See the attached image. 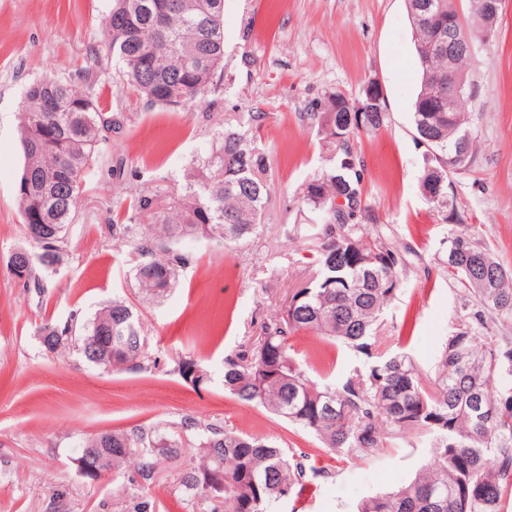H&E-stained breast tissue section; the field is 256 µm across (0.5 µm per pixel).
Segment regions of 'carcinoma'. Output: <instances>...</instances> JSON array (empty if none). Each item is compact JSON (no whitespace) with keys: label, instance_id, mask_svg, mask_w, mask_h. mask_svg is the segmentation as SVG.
<instances>
[{"label":"carcinoma","instance_id":"cac0c4a2","mask_svg":"<svg viewBox=\"0 0 512 512\" xmlns=\"http://www.w3.org/2000/svg\"><path fill=\"white\" fill-rule=\"evenodd\" d=\"M174 3L164 29L155 26L150 5ZM407 0L421 72L413 129L425 145L420 189L446 221L461 222L455 205V155L463 166L476 162L474 140L464 126L465 103L473 88V58L438 48L448 36V4L433 0L438 19L424 27L419 5ZM484 0H470L476 26L461 15L454 24L465 35L491 30L499 20L485 14ZM123 76L152 106L190 105L216 85L224 67V0H113L104 25ZM458 90L448 97V71ZM329 162L301 188V199L323 215L311 241L315 274L288 293L276 319L263 323L247 349L224 358V393L260 405L322 447L346 456L376 457L390 440L409 436L428 441V462L406 484L362 498L356 512H503L512 496V340L493 334V324L512 319V271L483 239L466 229L450 234L442 267L464 288L459 323L445 341L432 379L413 356L377 345L380 318L410 269V248L400 245L388 224L372 229L376 217L365 200V164L355 147L361 133L387 121L385 102L366 103L341 94L316 103L307 113ZM102 105L84 88L58 79L30 84L19 126L24 165L18 181L36 188L17 197L24 231L35 249L34 266L14 278L27 290L45 292L46 277L69 259L67 228L74 223L82 183L101 152ZM266 155L247 131L228 126L211 147L192 159L183 192L163 210L148 196L136 209L154 223L141 232L132 269L139 295L154 301L177 285L190 257L176 244L185 236L220 239L234 245L257 233L267 198ZM311 332L365 358L342 383L312 380L289 353V339ZM36 335L49 352L72 347L95 366L144 369L145 336L134 307L123 298L106 302L92 318L46 323ZM174 371L193 386L208 380L192 359L175 361ZM191 452L180 472L178 499L188 509L198 499L224 504V512H272L308 484L328 474L309 456L269 437L227 430L186 418L175 429L135 426L93 435L76 460L90 470H120L137 461V482L150 485L158 465ZM220 475L224 491L209 478Z\"/></svg>","mask_w":512,"mask_h":512}]
</instances>
